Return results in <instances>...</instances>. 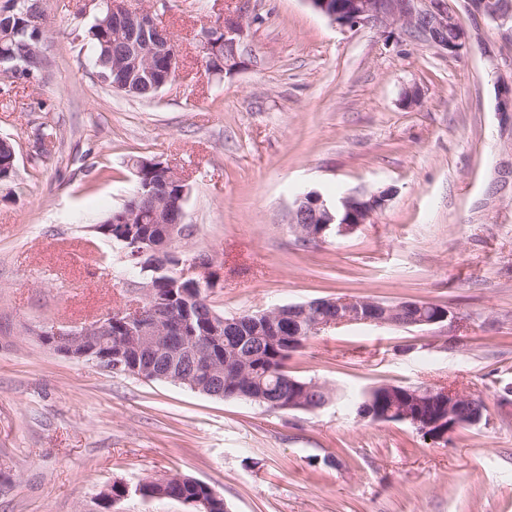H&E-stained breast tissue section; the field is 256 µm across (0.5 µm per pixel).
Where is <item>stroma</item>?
<instances>
[{
	"label": "stroma",
	"mask_w": 512,
	"mask_h": 512,
	"mask_svg": "<svg viewBox=\"0 0 512 512\" xmlns=\"http://www.w3.org/2000/svg\"><path fill=\"white\" fill-rule=\"evenodd\" d=\"M446 3L465 28L458 58L400 28H339L307 0H167L156 18L183 66L143 99L100 80L91 0H49L47 79L0 90L17 151L0 184V512H94L113 481L172 474L210 484L229 512H512V28ZM241 9L244 64L210 75L199 35ZM46 122L60 138L39 155ZM134 156L185 176L217 312L355 295L442 305L453 321L312 338L289 371L348 396L314 412L55 354L34 331L130 298L114 277L123 247L95 227L130 197ZM354 189L393 197L350 236L296 240L299 195ZM384 383H447L487 411L433 444L358 414Z\"/></svg>",
	"instance_id": "35a3bbf8"
}]
</instances>
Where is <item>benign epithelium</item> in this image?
Returning a JSON list of instances; mask_svg holds the SVG:
<instances>
[{"label":"benign epithelium","instance_id":"benign-epithelium-1","mask_svg":"<svg viewBox=\"0 0 512 512\" xmlns=\"http://www.w3.org/2000/svg\"><path fill=\"white\" fill-rule=\"evenodd\" d=\"M317 13L330 23L341 27H374L387 30L400 26L410 36L430 42L452 57H459L466 49L465 31L461 20L448 11L445 0H306ZM476 10L489 16L501 27L512 26V0H500L491 7L488 0H472ZM107 14L112 18L115 41L112 50L114 72L123 77L141 81L153 80L163 75L159 86L166 85L180 65L178 42L174 35L160 26L150 10H132L126 0H107ZM245 35L243 22L237 19L223 21L205 28L199 37L201 61L206 71L223 77L235 73L241 67L240 47ZM161 191L155 184L144 182L129 206L112 226H95V230L115 238L130 251V258L151 257L141 262L143 282L133 284L139 300L131 307L109 315L91 324L61 329L55 326L40 331L49 338V344L57 354L96 362L106 371H121L124 363L112 362V337L117 335L112 324L119 320L124 324L122 335L137 340L136 347L148 359L159 343L171 336H189L192 316L169 314L163 318L154 315L164 303L157 294V287L173 281L188 288H209L216 285L212 262L205 256L187 254V232L183 220L171 219L157 206ZM389 195L385 192L367 195L353 190L336 200L325 198L317 191H310L294 202L291 211L293 229L310 235L317 241L326 239L325 232L335 225V233L345 237L368 223L377 211L383 209ZM336 307V314L310 323V333L320 334L332 328L354 323L376 326L405 325L424 327L441 325L448 321L450 312L445 307L417 306L408 317H401V306L385 305L378 300L355 297L329 299ZM278 318L277 332L281 336L296 338L295 322L298 318L280 306L270 311L256 313L257 318ZM239 322V317L212 322L205 336L210 343L221 344L224 327ZM182 373L176 379L186 382L211 396H224L223 376L210 358H202L194 348L179 349ZM409 403H395L385 414H366L380 421L394 417L408 423L436 441H445L460 425L477 424L481 416L470 413L474 399L470 396L442 387L419 386L408 391Z\"/></svg>","mask_w":512,"mask_h":512}]
</instances>
